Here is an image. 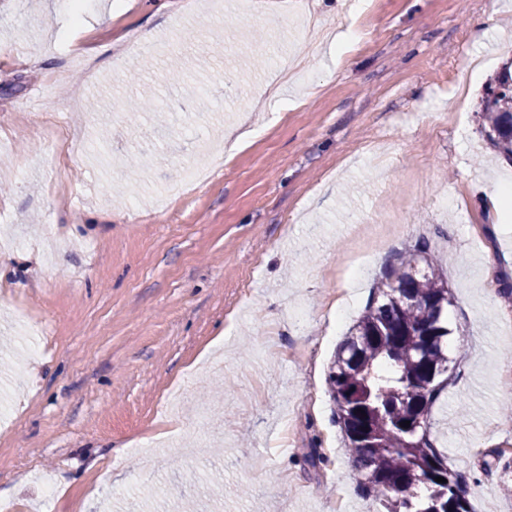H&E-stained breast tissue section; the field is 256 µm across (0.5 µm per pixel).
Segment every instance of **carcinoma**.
Returning <instances> with one entry per match:
<instances>
[{
	"mask_svg": "<svg viewBox=\"0 0 512 512\" xmlns=\"http://www.w3.org/2000/svg\"><path fill=\"white\" fill-rule=\"evenodd\" d=\"M479 112L512 162V60ZM448 281L407 254L339 344L328 371L334 416L363 488L385 512H473L457 471L430 440L432 409L448 373ZM408 421L410 427L400 423ZM443 477L444 483L435 478Z\"/></svg>",
	"mask_w": 512,
	"mask_h": 512,
	"instance_id": "obj_1",
	"label": "carcinoma"
}]
</instances>
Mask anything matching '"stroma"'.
I'll use <instances>...</instances> for the list:
<instances>
[{
    "instance_id": "stroma-1",
    "label": "stroma",
    "mask_w": 512,
    "mask_h": 512,
    "mask_svg": "<svg viewBox=\"0 0 512 512\" xmlns=\"http://www.w3.org/2000/svg\"><path fill=\"white\" fill-rule=\"evenodd\" d=\"M151 3L79 31L70 0H0V503L382 512L326 375L422 242L456 328L430 437L474 512H512V165L478 115L512 0Z\"/></svg>"
}]
</instances>
